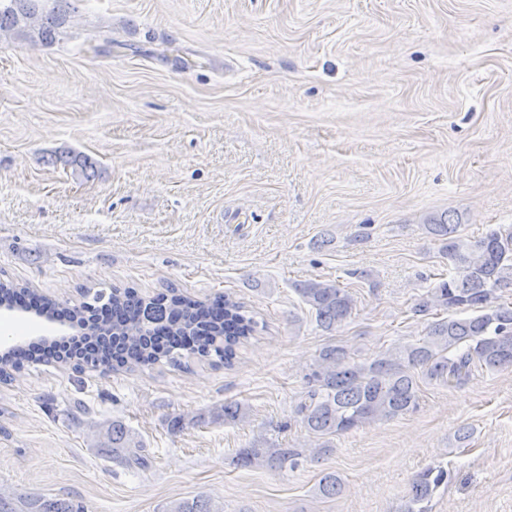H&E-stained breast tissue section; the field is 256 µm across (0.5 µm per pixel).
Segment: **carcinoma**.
Segmentation results:
<instances>
[{
    "label": "carcinoma",
    "instance_id": "obj_1",
    "mask_svg": "<svg viewBox=\"0 0 512 512\" xmlns=\"http://www.w3.org/2000/svg\"><path fill=\"white\" fill-rule=\"evenodd\" d=\"M78 0H0V35L23 39L32 45H50L78 13ZM441 242L448 259V277L415 305L414 313L428 315L444 308H466L474 314L447 316L431 322L425 336L413 344L386 350L371 360L358 362L342 347L329 345L319 355L316 385L298 406L308 433L323 440L306 450L317 460L331 450L327 438L364 425L392 419L418 406L419 378L448 387L463 385L473 369L495 371L512 366V307L497 302L498 290L512 285V231L492 230L466 242L457 236L458 225L448 216L425 225ZM322 329L341 327L356 307L352 294L334 283L308 281L296 288ZM16 296L31 297L27 288L0 281V302ZM70 317L86 326L90 342L83 362L104 369L116 361L149 366L165 359L180 363L184 354L196 355L213 365L230 366L238 346L255 335L259 322L247 314L243 303L226 295L203 302L177 294L143 298L134 291L106 293L102 288L86 294L80 306L67 309ZM247 418L242 403L227 401L211 413V420L240 424ZM100 447L129 467L145 469L149 460L144 446L119 420L104 429ZM301 448H240L233 463L238 467L295 469ZM448 479L443 468H427L410 485L404 512H429L436 490ZM344 482L334 471L321 476L317 494L335 498ZM0 512H85L70 498L22 496L0 491ZM164 512H223L206 495L171 503Z\"/></svg>",
    "mask_w": 512,
    "mask_h": 512
}]
</instances>
